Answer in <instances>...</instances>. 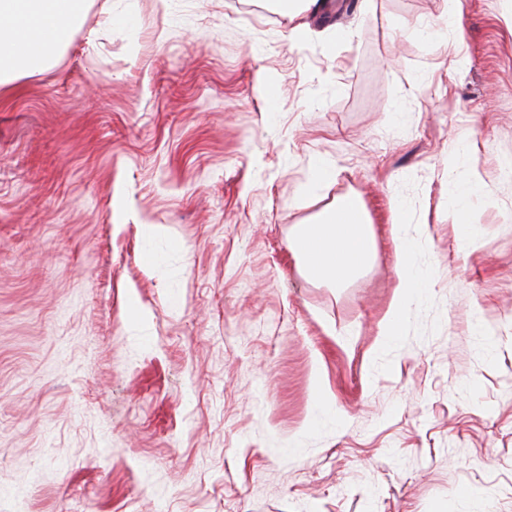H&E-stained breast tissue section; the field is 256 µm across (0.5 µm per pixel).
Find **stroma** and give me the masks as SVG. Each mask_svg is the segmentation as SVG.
Here are the masks:
<instances>
[{
    "mask_svg": "<svg viewBox=\"0 0 512 512\" xmlns=\"http://www.w3.org/2000/svg\"><path fill=\"white\" fill-rule=\"evenodd\" d=\"M256 2L84 0L0 92V512H512V0ZM483 185L480 181V177L477 176L476 172L471 173V179L467 182H461L454 186V197L456 207L458 210H466L471 202L472 196L481 192ZM375 242L361 202L345 196L325 210L317 224L300 225L293 250L307 275L343 282L370 260ZM398 276L400 281V292L398 299L388 314L385 325L382 327L383 336L392 340L399 334L400 323L404 308L424 292V282L418 272L414 269L410 260V249L402 244L398 250Z\"/></svg>",
    "mask_w": 512,
    "mask_h": 512,
    "instance_id": "stroma-1",
    "label": "stroma"
}]
</instances>
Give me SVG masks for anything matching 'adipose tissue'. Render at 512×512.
Here are the masks:
<instances>
[{"label": "adipose tissue", "mask_w": 512, "mask_h": 512, "mask_svg": "<svg viewBox=\"0 0 512 512\" xmlns=\"http://www.w3.org/2000/svg\"><path fill=\"white\" fill-rule=\"evenodd\" d=\"M81 0H0V88L45 68L54 53L68 44L80 21ZM375 242L361 202L353 196L337 200L317 223L300 225L293 249L307 275L342 282L370 260ZM400 292L382 332L398 335L406 305L424 292V282L410 260V249L398 250Z\"/></svg>", "instance_id": "ef3b65f1"}]
</instances>
